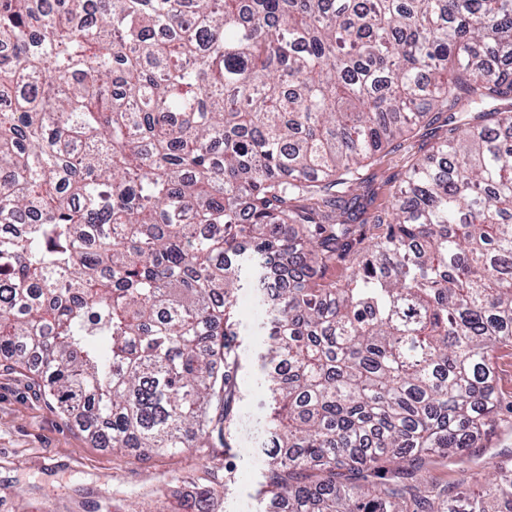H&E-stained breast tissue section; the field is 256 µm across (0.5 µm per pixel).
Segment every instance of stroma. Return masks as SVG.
I'll use <instances>...</instances> for the list:
<instances>
[{"instance_id":"35a3bbf8","label":"stroma","mask_w":512,"mask_h":512,"mask_svg":"<svg viewBox=\"0 0 512 512\" xmlns=\"http://www.w3.org/2000/svg\"><path fill=\"white\" fill-rule=\"evenodd\" d=\"M445 126L415 130L377 153L363 171L372 211L386 208L412 162L430 154ZM266 410L257 400L235 409L226 448H194L179 456L144 457L136 450L96 446L62 416L24 368L0 366V512H273L258 496ZM512 455V431L494 429L462 463L434 470L436 481L464 474L488 477L493 462Z\"/></svg>"}]
</instances>
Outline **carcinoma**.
<instances>
[{
    "label": "carcinoma",
    "mask_w": 512,
    "mask_h": 512,
    "mask_svg": "<svg viewBox=\"0 0 512 512\" xmlns=\"http://www.w3.org/2000/svg\"><path fill=\"white\" fill-rule=\"evenodd\" d=\"M89 2L0 0V361L96 443L227 448L275 272L259 494L512 512V460L427 478L512 425V0ZM445 112L368 215L362 164ZM497 372V386L502 406L512 402V347H503L493 353Z\"/></svg>",
    "instance_id": "carcinoma-1"
}]
</instances>
